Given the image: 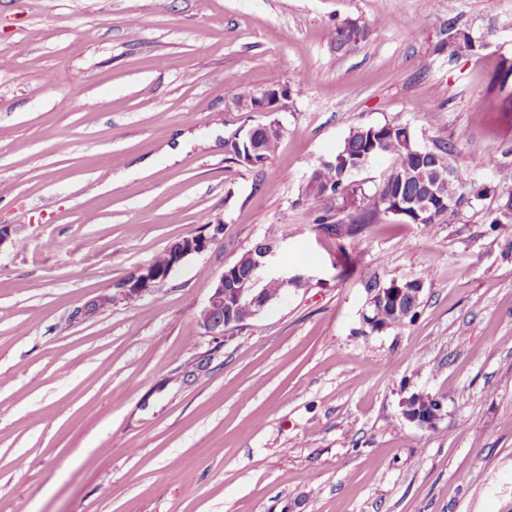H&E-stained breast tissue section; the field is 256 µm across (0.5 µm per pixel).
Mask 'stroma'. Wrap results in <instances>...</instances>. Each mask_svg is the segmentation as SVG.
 Wrapping results in <instances>:
<instances>
[{
  "label": "stroma",
  "instance_id": "35a3bbf8",
  "mask_svg": "<svg viewBox=\"0 0 512 512\" xmlns=\"http://www.w3.org/2000/svg\"><path fill=\"white\" fill-rule=\"evenodd\" d=\"M346 22L365 37L337 44ZM452 26L479 49L450 55ZM510 69L512 0H0V512H512ZM232 82L290 95L240 112ZM274 117L262 168L228 160ZM393 122L451 148L469 203L430 233L318 226L313 165ZM273 224L304 287L206 335L215 278ZM366 272L422 281L416 316L370 331ZM414 393L436 429L402 417ZM216 240V235L210 237L192 236L182 240L178 247L169 251L168 255H166V249L155 260V264L158 266L165 265L167 261L165 267L160 270L151 264L147 268L130 275L121 284V291L118 294L119 299L124 301L138 300L153 295L158 285L167 280L186 258L208 250ZM402 415L421 428L437 426L443 417L442 402L429 394L415 393L404 401Z\"/></svg>",
  "mask_w": 512,
  "mask_h": 512
}]
</instances>
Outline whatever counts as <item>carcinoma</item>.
Wrapping results in <instances>:
<instances>
[{
  "label": "carcinoma",
  "instance_id": "carcinoma-1",
  "mask_svg": "<svg viewBox=\"0 0 512 512\" xmlns=\"http://www.w3.org/2000/svg\"><path fill=\"white\" fill-rule=\"evenodd\" d=\"M365 37V29L355 22H346L335 29V39L339 44L356 42ZM283 131L269 122L236 136L237 144L227 152L230 159L242 165H250L249 158L255 157V168L264 166L276 152ZM451 150L446 146L435 149L421 148L413 142L408 125L394 122L382 126H361L350 131L343 145L326 159L319 160L312 168L320 186L316 189L305 187L307 197L336 201L315 218V223L325 228H336L348 236H354L366 224H371L386 215L387 197H400L408 203L404 220L420 224L425 231H432L441 220L448 217V197L455 199V207H460L469 199L465 184L457 181L453 185L439 180L443 166L450 164ZM361 159L369 163L377 158L392 157L395 163L382 187L371 196L361 199V213L345 223L337 218L335 210L357 195L348 178L341 175L338 161L344 158ZM418 304L405 296L401 299V311L386 304L366 310L363 322L370 328L395 326L416 315Z\"/></svg>",
  "mask_w": 512,
  "mask_h": 512
}]
</instances>
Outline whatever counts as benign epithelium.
<instances>
[{
  "label": "benign epithelium",
  "instance_id": "7a95c632",
  "mask_svg": "<svg viewBox=\"0 0 512 512\" xmlns=\"http://www.w3.org/2000/svg\"><path fill=\"white\" fill-rule=\"evenodd\" d=\"M286 96L282 91L269 94L268 89H261L253 97L234 101L237 109L246 112H278L282 108V101ZM217 236H192L182 240L179 246L170 250L167 255V264L160 269L155 265L130 275L121 284V291L117 295L101 294L91 304L89 310L109 307L117 299L138 300L154 294L159 284L167 280L171 273L189 256L200 254L209 249L216 242ZM277 243H265L252 250L245 257L248 263V274L244 277L222 275L215 279L210 295L198 314V322L209 335L222 338L232 330L241 327L244 323L258 316L271 302L277 300L280 294L264 295L258 291L257 285L266 279L276 280L280 288L290 285H299L303 277L290 276L286 272L275 269ZM244 308L247 315L238 316V310ZM402 415L404 418L421 428H431L437 425L443 417L442 402L429 394L415 393L404 401Z\"/></svg>",
  "mask_w": 512,
  "mask_h": 512
}]
</instances>
